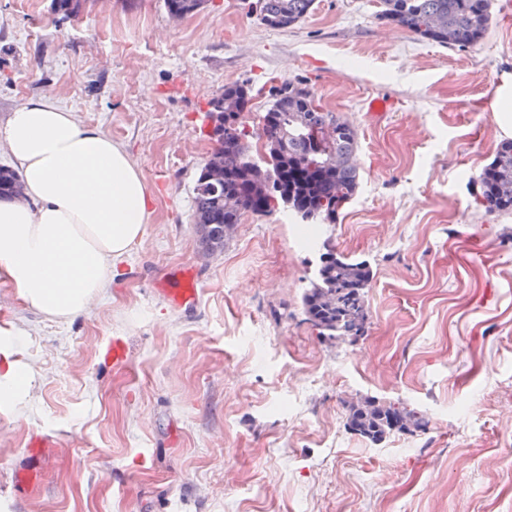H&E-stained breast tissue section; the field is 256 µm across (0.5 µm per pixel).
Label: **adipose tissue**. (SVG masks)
I'll return each mask as SVG.
<instances>
[{
    "mask_svg": "<svg viewBox=\"0 0 512 512\" xmlns=\"http://www.w3.org/2000/svg\"><path fill=\"white\" fill-rule=\"evenodd\" d=\"M0 142L24 191L23 199H0V283L50 320L72 319L143 239L149 180L123 145L49 96L21 103ZM26 343L23 329L0 324V408L16 409L33 379Z\"/></svg>",
    "mask_w": 512,
    "mask_h": 512,
    "instance_id": "1",
    "label": "adipose tissue"
}]
</instances>
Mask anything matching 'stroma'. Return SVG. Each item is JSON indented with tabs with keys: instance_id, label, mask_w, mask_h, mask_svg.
Returning a JSON list of instances; mask_svg holds the SVG:
<instances>
[{
	"instance_id": "stroma-1",
	"label": "stroma",
	"mask_w": 512,
	"mask_h": 512,
	"mask_svg": "<svg viewBox=\"0 0 512 512\" xmlns=\"http://www.w3.org/2000/svg\"><path fill=\"white\" fill-rule=\"evenodd\" d=\"M250 2L175 21L163 0H88L70 20L52 0H0V126L54 95L127 149L155 197L83 315L49 321L0 284L34 374L23 409L0 411V512H512V212L474 200L502 144L512 0H492L465 48L382 23L377 0H315L287 29ZM276 80L307 81L357 131L359 188L322 229L373 272L356 342L305 319L321 250L290 208L199 248L209 102L246 84L250 122ZM188 276L197 301L180 308L169 294ZM368 398L427 431L351 434L348 407ZM500 137L512 138V78L504 77L492 103Z\"/></svg>"
}]
</instances>
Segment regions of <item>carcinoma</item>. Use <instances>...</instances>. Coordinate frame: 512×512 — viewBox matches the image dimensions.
I'll list each match as a JSON object with an SVG mask.
<instances>
[{"instance_id":"cac0c4a2","label":"carcinoma","mask_w":512,"mask_h":512,"mask_svg":"<svg viewBox=\"0 0 512 512\" xmlns=\"http://www.w3.org/2000/svg\"><path fill=\"white\" fill-rule=\"evenodd\" d=\"M83 0H54V9L69 19L80 14ZM202 0H164L166 10L193 14ZM259 20L274 29L301 21L314 0H257ZM377 18L442 46L469 47L485 35L491 21V0H380ZM279 91L286 96L273 98L259 116L254 129L244 122L238 134L217 137L209 161L224 168V185L212 184L200 170L194 187V224L200 233L201 252L211 255L224 247L227 228L240 223L243 213L267 214L283 204L301 214L303 220L336 223L340 210L354 195L359 173L353 162L358 148L355 128L334 112L311 105V90L285 82ZM336 126V139L322 150L315 145L311 131L325 125ZM261 141L265 150L264 174L272 181V192L265 198L251 195L250 184L258 163L249 154L250 138ZM479 204L489 212L512 211V142L498 149L494 160L478 178ZM20 185L16 174L0 167V196H17ZM241 199V209L224 207V196ZM372 269L366 261H351L326 245L320 266L309 279L302 299V311L319 335L329 339L366 335L367 288ZM346 428L377 444L393 433L425 431L427 423L415 412L392 403L368 399L349 407Z\"/></svg>"}]
</instances>
